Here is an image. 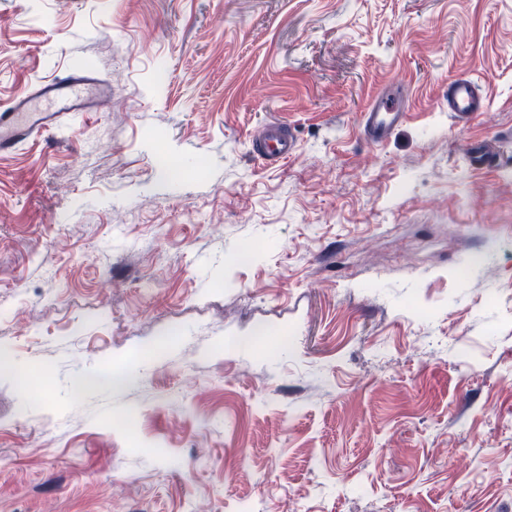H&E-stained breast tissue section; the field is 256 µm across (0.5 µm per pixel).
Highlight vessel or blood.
Here are the masks:
<instances>
[{"label":"vessel or blood","instance_id":"1","mask_svg":"<svg viewBox=\"0 0 512 512\" xmlns=\"http://www.w3.org/2000/svg\"><path fill=\"white\" fill-rule=\"evenodd\" d=\"M111 95V80L90 69H66L51 79L29 84L10 103L0 106V155L31 137L69 127L79 114L90 111L93 101ZM446 100L449 112L461 123L472 120L484 106L476 83L463 77L449 79ZM406 118L396 95L382 92L363 114L364 135L370 142H382ZM254 145L256 156L267 165L283 163L295 151L293 136L278 124L263 128Z\"/></svg>","mask_w":512,"mask_h":512}]
</instances>
